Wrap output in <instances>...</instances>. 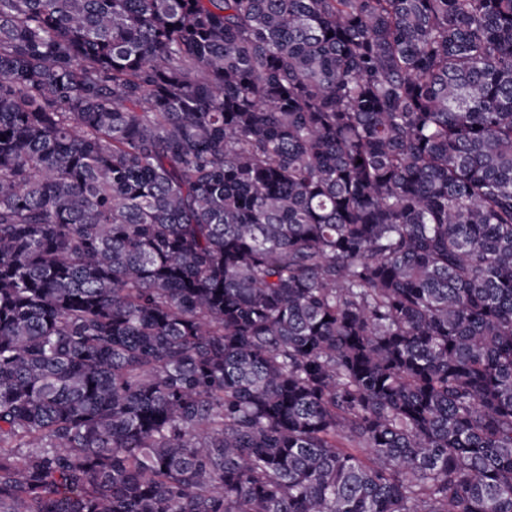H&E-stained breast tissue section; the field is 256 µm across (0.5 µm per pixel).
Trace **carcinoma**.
Here are the masks:
<instances>
[{"label":"carcinoma","instance_id":"cac0c4a2","mask_svg":"<svg viewBox=\"0 0 512 512\" xmlns=\"http://www.w3.org/2000/svg\"><path fill=\"white\" fill-rule=\"evenodd\" d=\"M2 136L0 512H512V0H0Z\"/></svg>","mask_w":512,"mask_h":512}]
</instances>
